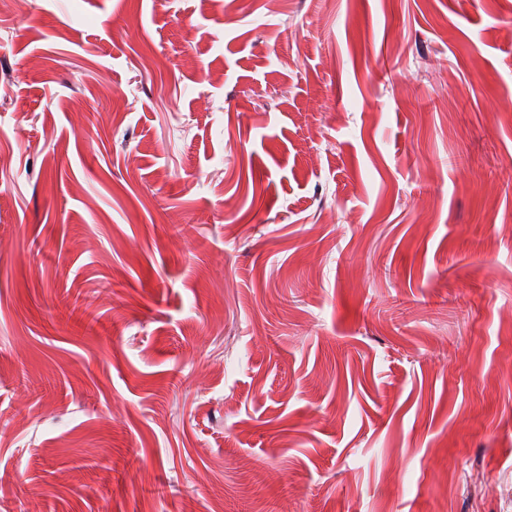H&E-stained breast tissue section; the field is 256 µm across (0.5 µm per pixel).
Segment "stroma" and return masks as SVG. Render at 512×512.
<instances>
[{
    "mask_svg": "<svg viewBox=\"0 0 512 512\" xmlns=\"http://www.w3.org/2000/svg\"><path fill=\"white\" fill-rule=\"evenodd\" d=\"M511 355L512 0L0 6V512H512Z\"/></svg>",
    "mask_w": 512,
    "mask_h": 512,
    "instance_id": "35a3bbf8",
    "label": "stroma"
}]
</instances>
